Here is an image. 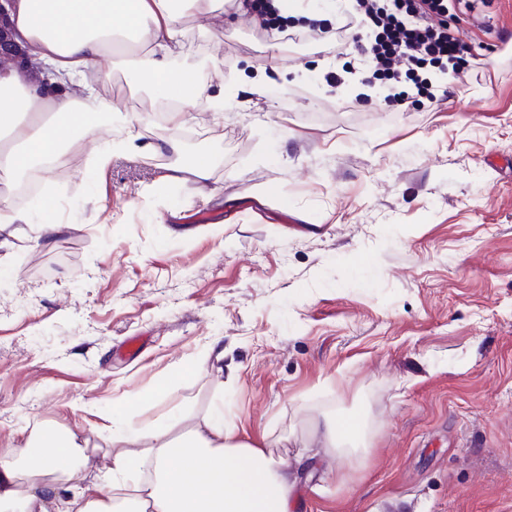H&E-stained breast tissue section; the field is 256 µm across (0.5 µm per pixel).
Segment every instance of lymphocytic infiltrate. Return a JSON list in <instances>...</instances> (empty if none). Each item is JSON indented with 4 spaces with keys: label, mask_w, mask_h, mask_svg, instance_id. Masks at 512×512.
<instances>
[{
    "label": "lymphocytic infiltrate",
    "mask_w": 512,
    "mask_h": 512,
    "mask_svg": "<svg viewBox=\"0 0 512 512\" xmlns=\"http://www.w3.org/2000/svg\"><path fill=\"white\" fill-rule=\"evenodd\" d=\"M248 7L250 14L257 17L262 33H277L282 42L326 38L336 52L350 45L360 48L371 62L367 75L371 81L398 83L427 65L450 71L456 77L470 64L465 56L466 41L448 24L454 0H355L352 13L336 24L313 25L298 32L282 24L274 0H249ZM363 23L373 27V37L367 41L357 31Z\"/></svg>",
    "instance_id": "lymphocytic-infiltrate-1"
}]
</instances>
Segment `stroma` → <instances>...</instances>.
<instances>
[{
    "label": "stroma",
    "mask_w": 512,
    "mask_h": 512,
    "mask_svg": "<svg viewBox=\"0 0 512 512\" xmlns=\"http://www.w3.org/2000/svg\"><path fill=\"white\" fill-rule=\"evenodd\" d=\"M454 23L480 68L402 112L328 90L364 77L356 49L274 57L236 11L184 19L183 59L226 101L177 133L212 177L158 194L175 156L116 152L101 172L95 132L66 153L41 195L65 231L20 224L0 250V454L72 431L93 481L116 407L143 433L220 399L298 468L296 512H512V0H460ZM101 92L113 126L139 111V143L174 134L120 68ZM217 336L223 372L183 373ZM326 413L367 416L369 453L311 447Z\"/></svg>",
    "instance_id": "obj_1"
}]
</instances>
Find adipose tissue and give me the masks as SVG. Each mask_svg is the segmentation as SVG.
Masks as SVG:
<instances>
[{
  "instance_id": "obj_1",
  "label": "adipose tissue",
  "mask_w": 512,
  "mask_h": 512,
  "mask_svg": "<svg viewBox=\"0 0 512 512\" xmlns=\"http://www.w3.org/2000/svg\"><path fill=\"white\" fill-rule=\"evenodd\" d=\"M6 10L19 65L0 68V183L16 188L40 163L59 153L63 128L85 132L112 114L97 92L107 78L104 58L123 53L129 82L164 101L166 121L182 128L187 113H220L223 95L209 94L191 64L177 63L179 26L188 16L223 20L224 0H12ZM137 432L113 427L111 476L69 493L50 485L58 474L81 480L87 448L75 433L36 430L24 447L0 455V507L18 512H291L294 475L273 452L238 439L212 408L180 435L161 425L140 447ZM317 447L352 453L366 444L363 428L343 435L340 421L314 424ZM152 471L135 499L124 491L127 472Z\"/></svg>"
}]
</instances>
